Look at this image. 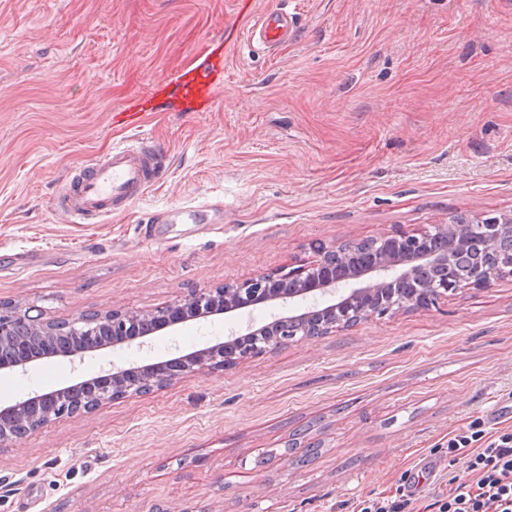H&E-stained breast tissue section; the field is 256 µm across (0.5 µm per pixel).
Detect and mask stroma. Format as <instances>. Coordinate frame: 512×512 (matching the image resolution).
<instances>
[{"label":"stroma","mask_w":512,"mask_h":512,"mask_svg":"<svg viewBox=\"0 0 512 512\" xmlns=\"http://www.w3.org/2000/svg\"><path fill=\"white\" fill-rule=\"evenodd\" d=\"M279 7L294 39L232 40L212 111L126 130L113 108L223 36L236 0H0V301L48 321L152 311L303 270L322 245L512 212V0H255ZM134 138L159 149L161 184L82 224L53 208ZM275 312L0 370V408ZM510 427L506 274L0 444V512H353L369 497L418 512L466 473L449 439Z\"/></svg>","instance_id":"stroma-1"}]
</instances>
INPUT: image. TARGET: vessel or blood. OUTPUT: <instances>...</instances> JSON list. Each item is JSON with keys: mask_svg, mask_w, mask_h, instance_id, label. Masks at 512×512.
<instances>
[{"mask_svg": "<svg viewBox=\"0 0 512 512\" xmlns=\"http://www.w3.org/2000/svg\"><path fill=\"white\" fill-rule=\"evenodd\" d=\"M231 30L246 31L250 41L267 49L285 45L293 32L287 13L277 10L257 12L254 0H237ZM219 41H210L196 50L189 63L180 67L171 81H158L151 95L132 99L113 111L117 124L138 127L145 113L154 111V97L163 95L168 84L179 92L177 110L209 112L217 89L224 82V54ZM159 152L146 142L134 140L113 148L112 152L91 160L72 189L60 190L55 198L58 210L87 221L141 197L146 190L165 179L166 168L158 161Z\"/></svg>", "mask_w": 512, "mask_h": 512, "instance_id": "vessel-or-blood-1", "label": "vessel or blood"}]
</instances>
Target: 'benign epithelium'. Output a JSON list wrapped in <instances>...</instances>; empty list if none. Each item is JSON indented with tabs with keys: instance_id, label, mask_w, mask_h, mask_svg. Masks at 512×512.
Masks as SVG:
<instances>
[{
	"instance_id": "7a95c632",
	"label": "benign epithelium",
	"mask_w": 512,
	"mask_h": 512,
	"mask_svg": "<svg viewBox=\"0 0 512 512\" xmlns=\"http://www.w3.org/2000/svg\"><path fill=\"white\" fill-rule=\"evenodd\" d=\"M512 273V213L494 217L473 215L435 227V233L393 234L344 246H321L317 259L304 272L260 274L219 288L197 290L169 305L161 313L106 312L94 315V324L107 329L112 341L80 348L57 346L53 322L33 309L13 304L0 307V335L16 322L36 343L56 347V355L70 360L117 345L142 346L147 338L189 320L277 304L293 309L295 300L305 311L279 315L259 327L247 325L224 341L185 355L182 362H157L116 368L70 388L85 399L66 402V391L36 394L0 410V442L17 441L49 422L89 413L108 401L147 394L173 381L209 367L221 370L240 360L282 345L300 335L324 336L336 328L367 322L377 316L428 308L448 293L464 287L487 288ZM337 302L321 305L317 296Z\"/></svg>"
}]
</instances>
